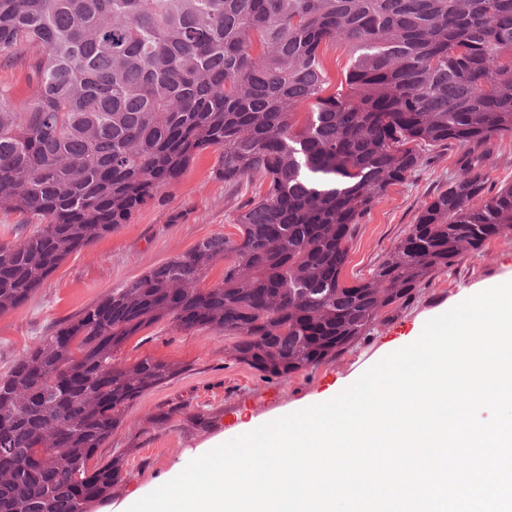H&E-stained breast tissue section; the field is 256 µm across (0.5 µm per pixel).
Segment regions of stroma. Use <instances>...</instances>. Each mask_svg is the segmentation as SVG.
I'll return each mask as SVG.
<instances>
[{
  "label": "stroma",
  "instance_id": "obj_1",
  "mask_svg": "<svg viewBox=\"0 0 512 512\" xmlns=\"http://www.w3.org/2000/svg\"><path fill=\"white\" fill-rule=\"evenodd\" d=\"M483 158L489 189L512 182V136L494 138L475 149ZM463 147L436 146L406 184L391 187L360 221L350 243L343 279L369 276L407 233L425 202L460 174ZM218 153L196 155L182 177L159 201L137 212L128 224L68 256L23 305L0 314V375L14 359L35 347L60 323L99 302L112 289L155 266L189 252L199 241L238 238L236 215L256 183L245 178L227 185L214 178ZM512 277V230L492 238L485 250L464 257L418 288L405 305L386 310L366 336L341 354L288 377L267 381L229 355L234 337L217 329L184 331L162 320L136 333L115 356L120 365L145 357L183 364L177 378L142 395L126 412L99 462L121 457L122 482L110 496L118 503L150 484L217 432L232 433L251 418L330 393L384 345L412 335L419 324L453 308L463 289L483 288ZM187 403L188 412L159 424L160 409ZM208 422L198 425L194 414Z\"/></svg>",
  "mask_w": 512,
  "mask_h": 512
}]
</instances>
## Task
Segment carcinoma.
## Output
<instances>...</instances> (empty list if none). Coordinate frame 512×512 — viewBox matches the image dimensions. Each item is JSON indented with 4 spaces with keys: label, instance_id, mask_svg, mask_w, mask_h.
Segmentation results:
<instances>
[{
    "label": "carcinoma",
    "instance_id": "1",
    "mask_svg": "<svg viewBox=\"0 0 512 512\" xmlns=\"http://www.w3.org/2000/svg\"><path fill=\"white\" fill-rule=\"evenodd\" d=\"M349 55L326 94L328 49ZM0 312L117 231L200 152L258 178L235 219L59 325L0 376V512H88L122 479L90 465L126 410L184 367L114 356L165 318L237 338L266 380L336 356L379 314L512 229V183L480 158L420 209L370 277H341L357 224L426 146L512 135V0H0ZM308 105V112L298 109ZM224 260L221 282L203 281ZM29 390L19 410L13 395ZM0 84L12 87L14 98L22 99L27 96V71L20 69H0Z\"/></svg>",
    "mask_w": 512,
    "mask_h": 512
}]
</instances>
